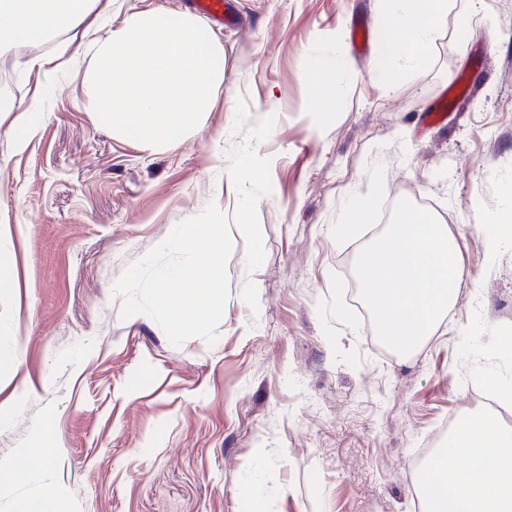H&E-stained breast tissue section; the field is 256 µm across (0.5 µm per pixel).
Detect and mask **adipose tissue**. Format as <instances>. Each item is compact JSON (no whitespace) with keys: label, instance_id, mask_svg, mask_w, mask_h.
<instances>
[{"label":"adipose tissue","instance_id":"adipose-tissue-1","mask_svg":"<svg viewBox=\"0 0 512 512\" xmlns=\"http://www.w3.org/2000/svg\"><path fill=\"white\" fill-rule=\"evenodd\" d=\"M97 0H0V47L40 42L86 23ZM449 0H377L383 18L372 71L386 87L426 62ZM463 459V468L453 465ZM429 512H512V430L490 416L468 421L450 436L428 486Z\"/></svg>","mask_w":512,"mask_h":512}]
</instances>
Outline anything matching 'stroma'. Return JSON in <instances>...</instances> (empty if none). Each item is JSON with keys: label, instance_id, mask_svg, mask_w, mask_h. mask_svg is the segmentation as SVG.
Wrapping results in <instances>:
<instances>
[{"label": "stroma", "instance_id": "1", "mask_svg": "<svg viewBox=\"0 0 512 512\" xmlns=\"http://www.w3.org/2000/svg\"><path fill=\"white\" fill-rule=\"evenodd\" d=\"M451 2L426 64L389 89L374 0H232L214 107L165 147L85 110L77 42L0 48L19 102L41 103L0 116V468L47 449L37 477L0 485V512L43 495L61 512H415L440 423L486 413L482 387L512 398V238L491 260L480 231L512 207V0ZM190 4L102 2L94 34ZM334 52L353 71L327 109L314 65ZM460 73L469 94L423 127ZM11 124L34 126L24 148ZM401 199L430 203L468 280L406 355L351 297ZM211 203L234 244L218 341L176 346L122 318L113 285Z\"/></svg>", "mask_w": 512, "mask_h": 512}]
</instances>
